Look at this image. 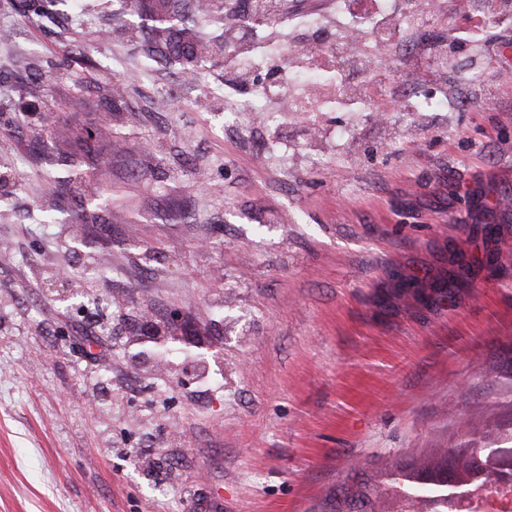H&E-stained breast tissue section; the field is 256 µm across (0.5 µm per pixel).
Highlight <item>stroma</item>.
<instances>
[{
  "label": "stroma",
  "mask_w": 512,
  "mask_h": 512,
  "mask_svg": "<svg viewBox=\"0 0 512 512\" xmlns=\"http://www.w3.org/2000/svg\"><path fill=\"white\" fill-rule=\"evenodd\" d=\"M1 27L0 512H339L354 481L512 446V26L476 49L443 14L388 49L450 108L283 95L234 132L227 53L188 80L94 7L37 27L0 0ZM106 113L98 223H37L58 193L30 128Z\"/></svg>",
  "instance_id": "stroma-1"
}]
</instances>
